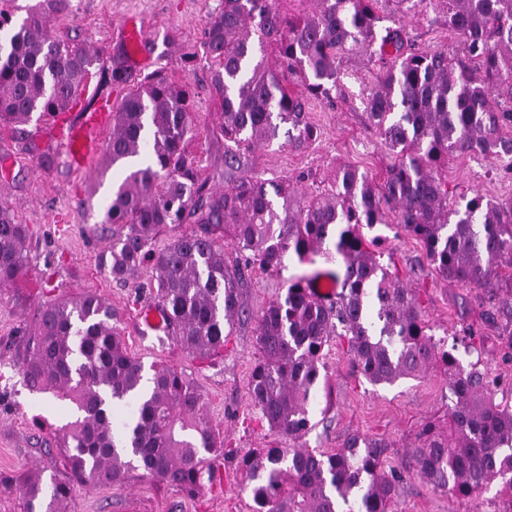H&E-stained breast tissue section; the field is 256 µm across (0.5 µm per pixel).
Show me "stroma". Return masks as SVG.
I'll list each match as a JSON object with an SVG mask.
<instances>
[{
	"mask_svg": "<svg viewBox=\"0 0 512 512\" xmlns=\"http://www.w3.org/2000/svg\"><path fill=\"white\" fill-rule=\"evenodd\" d=\"M220 6L221 0H69L67 11L51 20L54 34L87 43L98 52L78 110L104 104L119 107L131 88L158 72L193 92L189 150L211 190H223L238 174L254 173L265 179L290 177L296 179L299 191L319 192L330 186L335 171L344 165L382 178L394 158L370 126L365 100L383 66L359 52L345 55L335 100L310 102L308 117L317 137L305 152H291L277 139L243 155L240 170L225 166L224 140L214 131L220 101L211 89L210 65L200 45ZM433 16L434 9L425 0L405 14L417 48L458 52L459 38L431 26ZM131 17L145 33L146 65L140 69L128 65L120 44L121 26ZM114 72L121 73V81L107 82V75ZM71 119L68 113L54 121L44 116L31 120L19 133L0 126V207L15 223L30 229L26 274L0 288V474L37 468L49 476L58 471L55 435L70 418V404L29 391L22 374L25 340L44 304L93 290L120 311L119 328L133 356L147 367L176 369L193 382L204 397L215 431L232 454L218 462L214 475L204 476L195 496L157 487L146 479L121 488L78 485L67 512H252L236 452L289 445L285 436L260 419L248 395L249 377L259 357L256 317L285 294L290 281L335 269L336 264L321 255L314 263H302L290 254L278 272L245 269L239 288L244 313L225 337L223 349L208 358L182 351L163 332L144 331L139 313L154 301L150 268L141 267L126 280L115 281L100 264L118 230L117 225L105 223V209L124 172L111 165L105 153L85 171L70 168L60 140L45 138L42 131L53 122L67 126ZM447 180L448 200L458 207L477 194L512 199V169L499 161L450 159ZM365 236L379 238L381 250L392 256L405 285L420 293L435 342L455 348L464 332H476L483 342L480 352L455 348L457 357L465 363L480 361L501 391L512 390V359L500 338L512 326V305L499 303L494 320H486L483 291L443 280L422 244L396 223L375 225ZM324 353L327 394L312 412L315 426L304 439L307 447L329 451L353 435L383 441L384 465L402 475L397 512H512V498L498 495L495 489L463 499L434 490L415 471L410 450L423 428L445 426L448 418V376L442 367L417 380L374 386L354 372L339 339H331Z\"/></svg>",
	"mask_w": 512,
	"mask_h": 512,
	"instance_id": "1",
	"label": "stroma"
}]
</instances>
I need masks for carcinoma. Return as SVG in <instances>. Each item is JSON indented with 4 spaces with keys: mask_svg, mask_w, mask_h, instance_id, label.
I'll list each match as a JSON object with an SVG mask.
<instances>
[{
    "mask_svg": "<svg viewBox=\"0 0 512 512\" xmlns=\"http://www.w3.org/2000/svg\"><path fill=\"white\" fill-rule=\"evenodd\" d=\"M281 0H223L203 33V54L221 103L217 131L224 162L277 139L301 152L315 139L306 101L331 102L344 55L391 60L366 101L368 121L394 155L377 182L340 167L331 188L305 196L288 180L243 175L210 192L188 151L192 92L161 76L130 91L113 115L107 153L127 174L112 192L104 223L120 224L102 264L124 280L149 264L157 304L173 340L190 354L224 347V329L242 316L241 272L224 259V239L263 271L287 254L313 261L336 252L341 292L323 303L289 284L257 318L260 353L249 394L270 428L300 441L313 427L324 348L347 342L353 369L373 386L417 379L439 363L449 375L448 428H426L412 449L416 473L436 489L471 498L497 479L512 495V404L479 363L428 334L419 293L382 264L362 232L394 215L420 240L445 280L484 289L490 303L512 289V200L476 195L448 207V158L512 159V0H432L433 23L461 39V50L419 51L404 25L381 24L382 0H311L295 15ZM69 0H37L16 24L0 12V124L68 111L94 65L86 46L53 36L50 18ZM273 56L275 66L267 64ZM201 225L161 248L168 224ZM29 228L0 208V287L27 264ZM115 308L84 291L43 306L26 339L27 386L75 406L56 439L62 474L26 471L10 484L24 512H65L73 486L122 487L137 473L194 496L224 455L201 393L167 367L146 378L128 352ZM127 408L119 427L114 409ZM384 445L359 436L316 451L255 448L239 464L253 512H392L399 476L384 468Z\"/></svg>",
    "mask_w": 512,
    "mask_h": 512,
    "instance_id": "obj_1",
    "label": "carcinoma"
}]
</instances>
